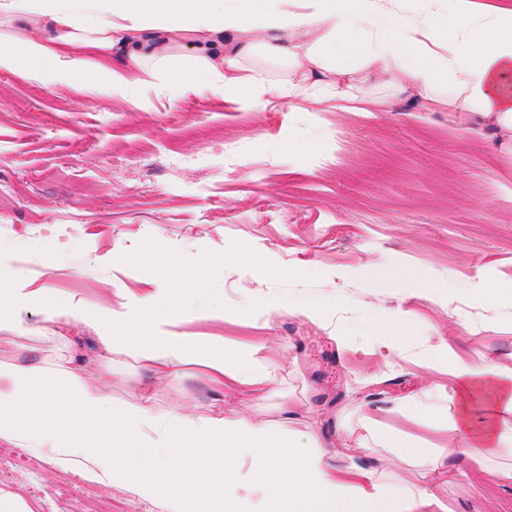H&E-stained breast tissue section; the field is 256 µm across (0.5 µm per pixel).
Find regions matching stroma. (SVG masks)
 <instances>
[{"instance_id": "1", "label": "stroma", "mask_w": 512, "mask_h": 512, "mask_svg": "<svg viewBox=\"0 0 512 512\" xmlns=\"http://www.w3.org/2000/svg\"><path fill=\"white\" fill-rule=\"evenodd\" d=\"M150 242L157 261L138 262ZM245 248L261 269L225 262ZM201 259L183 331L263 345L276 381L244 415L287 422L337 468L367 460L401 481L371 421L426 448L461 437L395 411L447 381L441 340L469 364L512 366V301L471 291L478 276L512 284V142L465 133L444 105L315 113L276 97L255 112L194 93L173 101L152 85L104 100L80 81L0 72L1 282L116 307L117 289L146 293L159 271L176 277ZM308 304L323 317L288 312ZM54 330L52 340L0 330V366L63 360L114 404L145 402L161 419L235 407L214 400L197 366L152 377L106 352L93 325ZM511 462L508 441L485 459L450 455L465 478L439 487L448 512H512V483L493 474ZM0 489V512H165L4 439Z\"/></svg>"}]
</instances>
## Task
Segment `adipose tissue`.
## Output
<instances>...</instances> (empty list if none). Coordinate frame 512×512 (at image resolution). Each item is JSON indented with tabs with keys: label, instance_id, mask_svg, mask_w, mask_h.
Returning <instances> with one entry per match:
<instances>
[{
	"label": "adipose tissue",
	"instance_id": "1",
	"mask_svg": "<svg viewBox=\"0 0 512 512\" xmlns=\"http://www.w3.org/2000/svg\"><path fill=\"white\" fill-rule=\"evenodd\" d=\"M405 2L296 0L288 10L283 0H0V71L60 87L80 76L101 97L126 96L159 80L173 46L187 39L194 53L180 65L181 85L168 88L174 98L188 88L261 111L274 93L315 112H370L380 101L369 89L383 86L390 101L445 102L472 127L512 140V0H427L414 11ZM260 58L282 76L256 67ZM204 269L183 273L177 288L164 277L146 294L126 293L118 309L0 283V328L29 332L27 314L40 306L48 322L94 324L106 350L126 352L153 375L201 364L219 397L246 406L272 391L256 351L176 330L182 289ZM441 353L468 455L494 454L512 434L500 420L512 414V367L470 365L447 343ZM477 391L488 416L473 431L468 402ZM1 438L84 462L92 477L168 512H446L434 485L456 477L442 449L409 450L387 435L410 479L387 483L365 463L341 471L325 449L295 445L267 422L186 411L161 420L148 405H114L73 371L39 364L0 367ZM148 454L157 458L149 468L141 463Z\"/></svg>",
	"mask_w": 512,
	"mask_h": 512
}]
</instances>
